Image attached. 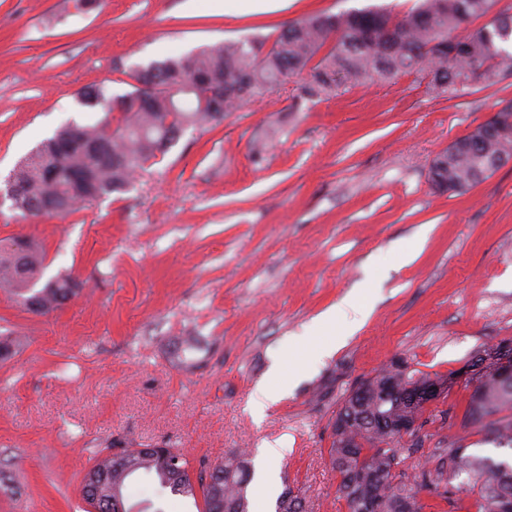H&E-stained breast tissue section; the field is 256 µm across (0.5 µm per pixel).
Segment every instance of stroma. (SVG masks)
<instances>
[{
	"label": "stroma",
	"mask_w": 512,
	"mask_h": 512,
	"mask_svg": "<svg viewBox=\"0 0 512 512\" xmlns=\"http://www.w3.org/2000/svg\"><path fill=\"white\" fill-rule=\"evenodd\" d=\"M223 0H0V178L67 122L98 109L89 84L132 90L131 68L204 45L272 43L314 11L417 0H290L270 13H225ZM287 83L187 130L123 193L68 217L0 209V240H30L44 278L73 277L77 296L46 315L0 287V512H87L83 477L123 448L182 449L192 467L287 441L277 492L305 512H346L330 448L345 397L379 370L448 378L427 404L407 476L455 442L485 455L462 424L473 387L462 369L512 339V162L462 194L436 190L433 157L512 99V77L451 100L411 75L297 102ZM419 255L401 247L421 228ZM372 291L366 323L316 372L254 420L248 406L284 337ZM424 512H476L466 477L420 487ZM134 512H196L146 475L128 483Z\"/></svg>",
	"instance_id": "1"
}]
</instances>
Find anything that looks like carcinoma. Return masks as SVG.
<instances>
[{"label": "carcinoma", "instance_id": "1", "mask_svg": "<svg viewBox=\"0 0 512 512\" xmlns=\"http://www.w3.org/2000/svg\"><path fill=\"white\" fill-rule=\"evenodd\" d=\"M495 0H420L419 5L394 16L382 10H349L337 14L313 12L283 29L262 53L253 41L218 42L187 54L132 69L134 91L108 96L104 87L91 85L78 93V103L99 107L104 116L93 124L68 123L21 159L13 169L27 205L21 216H46L32 207L44 196L57 199L51 215L64 218L88 202L121 193L132 176L164 156L189 129L214 128L224 116L244 103L264 98L299 75L297 97L322 100L342 85H365L402 74L427 81L437 98H458L477 83L497 85L512 76V13L461 34L464 24L485 18ZM117 126H112V121ZM512 158V100L479 124L477 132L456 139L430 164L432 185L445 193H463ZM53 177H46L47 172ZM43 258L33 246L18 254L11 244H0V285L28 306L38 296L43 315L76 296L79 284L70 276H56L37 287ZM404 371L382 372L365 379L369 396L362 409L344 399L330 448L341 477L338 486L347 512H363L366 501L378 512H423L417 486L432 485L444 474H465L479 486L477 512H504V494L512 495V460L481 455L463 443L440 451L434 469L420 473L419 485L394 469L405 461L403 449L391 443L401 438L396 429L410 411L386 396L385 384ZM478 382L476 394L462 422L485 432V441L512 450V385L503 386L493 375L468 379ZM126 463L116 467L112 457L99 459L88 474L105 475L93 512H109L112 498H124L130 479L146 473L173 495L197 498L200 512H248L246 489L251 478L246 455L230 453L212 471L200 470L193 482L186 456L176 448H126Z\"/></svg>", "mask_w": 512, "mask_h": 512}]
</instances>
